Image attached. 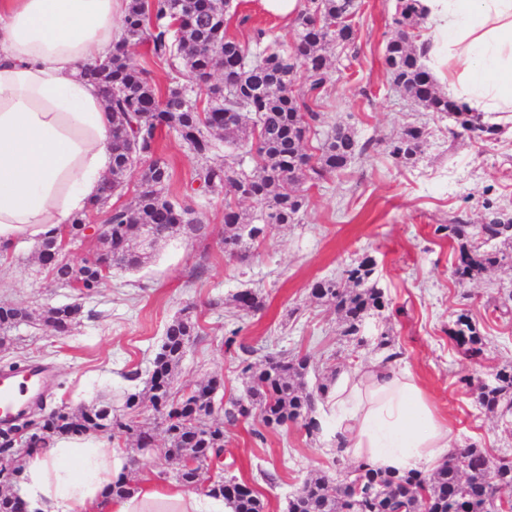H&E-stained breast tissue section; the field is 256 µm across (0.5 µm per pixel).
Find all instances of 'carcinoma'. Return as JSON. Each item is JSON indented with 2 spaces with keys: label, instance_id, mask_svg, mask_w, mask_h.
Here are the masks:
<instances>
[{
  "label": "carcinoma",
  "instance_id": "obj_1",
  "mask_svg": "<svg viewBox=\"0 0 512 512\" xmlns=\"http://www.w3.org/2000/svg\"><path fill=\"white\" fill-rule=\"evenodd\" d=\"M356 0H308L295 19L296 39L291 46L278 41L251 54L227 34L226 9L215 0H130L124 17V38L112 56L89 66L81 76L98 84L112 107V181L89 212L77 216L66 230H51L37 240V257L55 282H76L84 292L98 288L114 270H135L146 264L156 246L174 231L197 236L205 225L190 205L163 194L170 180L169 163L158 154L163 132L176 134L199 160L190 188L193 193H224V254L245 259L265 240L275 224H296L308 204L307 187L316 186L341 173L351 158L364 153L373 142L359 143L349 128L336 125L322 134L317 130L321 113L315 110L318 95L330 79L328 56L339 46L354 42L352 23L358 13ZM425 15L420 0H398L396 35L385 50V68L400 91L413 100L427 102L432 112L448 118L454 136L490 138L499 125L484 112L440 91L438 81L426 66L423 49L417 47ZM131 43L148 44L155 63L178 67L172 85L162 89L148 78V69L129 52ZM205 92L207 109L198 111L190 98ZM222 134L224 144L238 150L235 161H216L212 133ZM149 166L139 180V190L130 205L105 214L112 225V249L107 266L93 254L73 266L61 243L80 240L90 216L104 209L111 195L123 190L131 172L130 144ZM423 128L414 126L386 144L388 155L401 166L415 164L424 153ZM248 199L259 210L245 214L232 204ZM501 210L487 207L480 234L500 247L482 250L471 244L472 225L458 221L446 226L448 237L457 241L453 275L460 286L480 279L495 267L512 268V230L500 228ZM317 302L333 307L341 319L340 335L358 348L366 344L361 333L366 318L390 309V301L373 278L370 258L346 266L340 280L315 282L310 291ZM237 307L252 312L264 308L254 291L233 296ZM81 305L77 302L50 306L40 315L41 324L66 336ZM32 320L23 306H0V337ZM198 326L190 308L181 310L166 327L160 351L153 360L151 376L142 393L127 397L126 407L147 403L164 426L166 442L160 449L167 460L180 467L175 478L185 486L204 487V492L227 501L231 512H264V502L248 483L235 479L203 486L201 475L209 472L214 458L224 452V424H234L259 415L264 426L279 428L299 424L312 436L319 431L313 417L315 403L325 397L331 381L317 380L307 389L308 357L267 358L253 362L254 349H239L242 373L248 377L247 397L224 409V420L214 417L209 395L216 381L186 389L174 399V373L182 362ZM448 338L458 352L474 363L487 353V342L472 318L462 313ZM459 382L471 389L481 408L490 414L512 410V364L496 371L491 382H474L463 376ZM89 431L114 439L136 437L138 447L155 442V427L112 412L109 406L91 405L74 412L65 404L42 416L30 441L41 445L55 437L83 435ZM362 486L359 512H459L487 503V512H502V500L512 505V455H494L475 443L458 447L429 474L411 471L381 473L364 463L351 468L342 481L326 475L308 478L288 504V512H345L350 490Z\"/></svg>",
  "mask_w": 512,
  "mask_h": 512
}]
</instances>
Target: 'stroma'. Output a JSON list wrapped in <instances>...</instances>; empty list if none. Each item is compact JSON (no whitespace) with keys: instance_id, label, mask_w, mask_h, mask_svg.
Segmentation results:
<instances>
[{"instance_id":"35a3bbf8","label":"stroma","mask_w":512,"mask_h":512,"mask_svg":"<svg viewBox=\"0 0 512 512\" xmlns=\"http://www.w3.org/2000/svg\"><path fill=\"white\" fill-rule=\"evenodd\" d=\"M394 13L395 0H360L357 41L336 49L330 60L331 81L318 102L323 130L341 123L375 147L312 189L299 223L272 227L251 257L231 259L221 244L223 193L196 195L189 204L206 224V237L175 233L140 270L113 272L82 297L50 280L33 243L20 242L0 257V303L38 314L78 300L83 314L66 336L53 335L37 321L13 329L0 345V369L50 365L46 412L62 404L74 411L94 403L120 409L129 394L144 390L167 324L188 307L201 332L175 375L176 389L214 378L221 382L218 397L245 396L248 379L224 347L233 331L255 348L257 358L308 356V383L328 378L337 386L376 353L369 345L356 349L345 343L334 309L317 303L310 291L315 282L336 278L346 264L369 255L380 287L401 312L368 319L366 336H392L452 428L456 445L476 441L493 453H512V413H486L457 384L460 376L486 379L512 363V316L496 310L502 303L512 307V269L496 268L458 286L451 268L455 243L434 233L456 220L481 223L489 201L512 211V131L487 141L451 137L447 119L394 89L383 63L385 46L396 34ZM227 14L229 34L244 46H252L258 28L270 39L294 40V24L269 15L261 0H231ZM410 126L424 129L426 148L415 165L401 167L383 143ZM159 152L172 173L165 194L183 196L195 156L172 134L161 140ZM246 289L263 295L262 311L236 306L234 295ZM464 311L488 342L487 356L478 364L448 339L449 327ZM112 445L123 451L130 475L149 469L159 482H174L176 465L158 449L140 448L131 437ZM224 445V462L214 465L213 476L252 484L265 512H286L289 496L307 478L318 473L341 478L353 465L330 451L325 432L310 436L296 424L266 429L255 416L226 427Z\"/></svg>"}]
</instances>
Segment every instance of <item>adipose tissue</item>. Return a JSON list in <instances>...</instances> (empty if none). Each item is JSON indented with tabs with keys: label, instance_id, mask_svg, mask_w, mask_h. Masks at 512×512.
<instances>
[{
	"label": "adipose tissue",
	"instance_id": "ef3b65f1",
	"mask_svg": "<svg viewBox=\"0 0 512 512\" xmlns=\"http://www.w3.org/2000/svg\"><path fill=\"white\" fill-rule=\"evenodd\" d=\"M436 78L449 97L512 117V0H421ZM127 0H0V253L67 229L102 193L112 166V112L78 79L124 29ZM336 454L383 471L428 472L452 449L451 429L401 359L378 357L333 399ZM119 449L60 437L26 456L28 512H222L224 500L143 477L115 497Z\"/></svg>",
	"mask_w": 512,
	"mask_h": 512
}]
</instances>
